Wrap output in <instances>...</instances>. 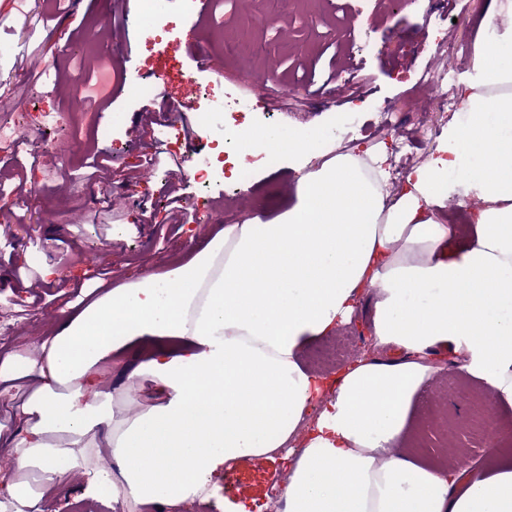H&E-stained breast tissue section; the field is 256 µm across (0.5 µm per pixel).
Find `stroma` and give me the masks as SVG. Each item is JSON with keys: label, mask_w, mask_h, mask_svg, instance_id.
I'll return each instance as SVG.
<instances>
[{"label": "stroma", "mask_w": 512, "mask_h": 512, "mask_svg": "<svg viewBox=\"0 0 512 512\" xmlns=\"http://www.w3.org/2000/svg\"><path fill=\"white\" fill-rule=\"evenodd\" d=\"M491 0H299L280 21L262 31L247 22L259 12L257 0H220L208 17L198 18L193 0H167L155 19L149 0H71L61 11L57 0H0V83L12 93L0 99V128L22 113H80L78 129H57L41 148L31 140L0 158V338L35 335L42 320L62 305L54 290L27 303L19 286L15 255L40 257L62 276L88 279L128 265L144 274L166 270L171 258L187 254L213 225L239 224L262 204L267 218L288 207L298 178L297 161L277 153L276 143L258 149L254 176L242 188L230 168L216 160L230 129L228 111L246 115L247 129L289 135L312 125L331 131L340 152H387L389 131L378 115L395 111L398 133L410 138L417 163H425L449 119L417 90L434 68L445 70L456 86L469 83L479 28ZM200 44L212 68L197 69L193 44ZM111 57L112 83L106 109L88 108L85 88L73 77L75 62L94 67L101 53ZM278 61L277 79H268V59ZM251 82H243L242 70ZM295 100L283 101L282 84ZM214 87L225 108L201 113L197 93ZM192 125L191 136L176 129ZM109 156L116 185L89 178L92 153ZM155 156L154 167L139 164ZM212 159L210 186L189 176L193 165ZM32 182L24 203L18 184ZM176 190L194 219L176 221L168 190ZM98 249L95 261L81 255ZM445 371L419 392L412 440L421 457L444 463L449 449L468 476L479 478L489 461L487 440L465 432L442 441L437 414L467 420L477 397L488 394L472 378L458 392ZM281 474L272 463L222 468L208 512H224V501L245 494L258 497L262 512H277L273 485Z\"/></svg>", "instance_id": "stroma-1"}]
</instances>
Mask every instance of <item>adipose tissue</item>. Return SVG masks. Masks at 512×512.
<instances>
[{"label":"adipose tissue","mask_w":512,"mask_h":512,"mask_svg":"<svg viewBox=\"0 0 512 512\" xmlns=\"http://www.w3.org/2000/svg\"><path fill=\"white\" fill-rule=\"evenodd\" d=\"M474 66L496 92L465 93L397 196L380 167L323 159L331 134L312 126L282 140L314 164L281 216L224 225L168 272L108 288L40 264L71 300L0 343V512H42L75 469L112 512H205L220 467L259 459L288 463L283 512H512V460L466 484L408 445L435 347L512 405V33L483 40ZM454 186L473 220L461 245L436 215ZM368 292L370 334L398 357L313 373L308 346ZM134 348L144 400L119 420L101 379ZM106 452L119 479L104 484L88 464Z\"/></svg>","instance_id":"1"}]
</instances>
